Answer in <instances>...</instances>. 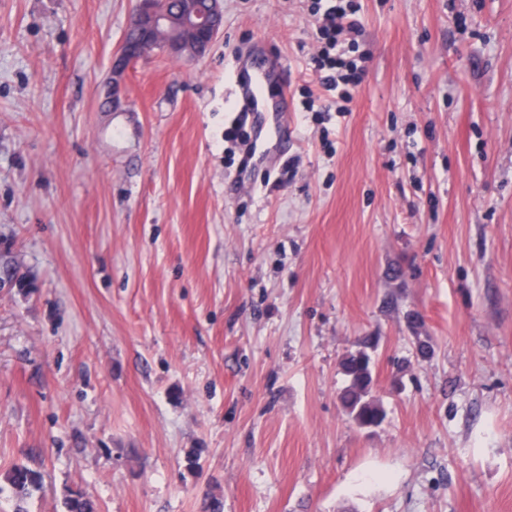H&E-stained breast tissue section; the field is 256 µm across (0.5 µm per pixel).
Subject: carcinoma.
Masks as SVG:
<instances>
[{"instance_id": "1", "label": "carcinoma", "mask_w": 512, "mask_h": 512, "mask_svg": "<svg viewBox=\"0 0 512 512\" xmlns=\"http://www.w3.org/2000/svg\"><path fill=\"white\" fill-rule=\"evenodd\" d=\"M372 343V338H366L365 348L347 354L342 360L347 385L340 396L341 404L361 428L378 426L386 417L384 408L372 396V359L366 351ZM4 480L22 500L29 495L31 489L40 485L41 477L27 465L15 463L4 473ZM64 508L65 512H97L95 503L82 494H69L64 501Z\"/></svg>"}]
</instances>
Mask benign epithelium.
Masks as SVG:
<instances>
[{"label":"benign epithelium","mask_w":512,"mask_h":512,"mask_svg":"<svg viewBox=\"0 0 512 512\" xmlns=\"http://www.w3.org/2000/svg\"><path fill=\"white\" fill-rule=\"evenodd\" d=\"M130 25L146 34L161 32L164 38L143 50H134L122 43L112 61V107L120 105V88L129 68L154 50L171 56L185 57V42L191 41L195 50L190 58L206 53L223 26L221 0H207L204 7L191 8L175 17L167 9V0H138Z\"/></svg>","instance_id":"benign-epithelium-1"}]
</instances>
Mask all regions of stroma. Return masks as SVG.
<instances>
[{"label": "stroma", "mask_w": 512, "mask_h": 512, "mask_svg": "<svg viewBox=\"0 0 512 512\" xmlns=\"http://www.w3.org/2000/svg\"><path fill=\"white\" fill-rule=\"evenodd\" d=\"M223 0L105 102L135 0H0V473L99 512H512V0ZM288 148L243 170L239 59ZM384 422L342 409L366 337ZM428 337L431 357L416 352ZM317 1V13H321V18L316 35L322 44L317 58L318 69L332 71L324 83L328 91L336 90V99L347 102L362 79L356 59L349 55L357 44L353 34L360 33L357 20L351 17L357 10L351 4H343L352 0ZM276 68L277 62L266 64L251 57L242 80L238 82L242 107L246 112H251L254 119L260 112H269V96L266 89L271 84ZM4 480L13 488L17 497L22 500L30 490L40 485L38 472L23 463H15L4 473Z\"/></svg>", "instance_id": "35a3bbf8"}]
</instances>
